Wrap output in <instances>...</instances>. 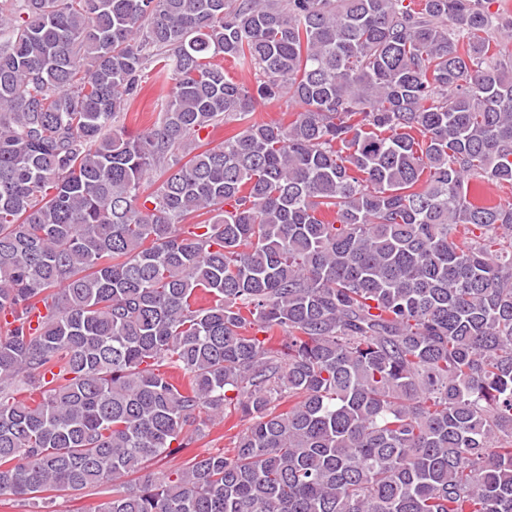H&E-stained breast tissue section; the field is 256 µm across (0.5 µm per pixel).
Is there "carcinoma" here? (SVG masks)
Here are the masks:
<instances>
[{
  "label": "carcinoma",
  "mask_w": 512,
  "mask_h": 512,
  "mask_svg": "<svg viewBox=\"0 0 512 512\" xmlns=\"http://www.w3.org/2000/svg\"><path fill=\"white\" fill-rule=\"evenodd\" d=\"M502 32L508 0H0V497L512 512V205L469 186L512 188ZM228 406L232 449L172 463ZM146 74L142 78V90L128 111L134 113L127 114L123 124H120L127 133L133 135L143 134L150 128L151 112H159L160 98L168 92L171 85L162 88L160 84L154 82L150 73ZM112 496V484L98 485L76 492L60 493L50 510L53 512H95L101 502Z\"/></svg>",
  "instance_id": "cac0c4a2"
}]
</instances>
